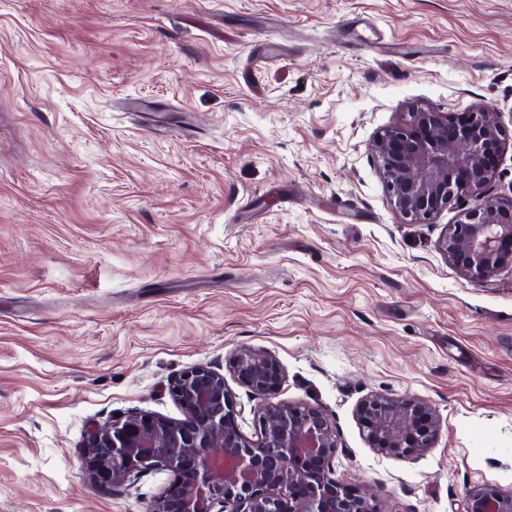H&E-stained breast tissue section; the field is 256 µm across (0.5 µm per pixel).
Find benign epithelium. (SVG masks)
Here are the masks:
<instances>
[{"label":"benign epithelium","mask_w":512,"mask_h":512,"mask_svg":"<svg viewBox=\"0 0 512 512\" xmlns=\"http://www.w3.org/2000/svg\"><path fill=\"white\" fill-rule=\"evenodd\" d=\"M506 145L499 111L468 110L457 123L447 112L418 107L379 133L372 151L394 210L423 224L495 175L488 158ZM447 260L472 279L512 265V197L485 194L448 226L440 240ZM233 376L262 402L259 436L243 434L224 376L205 367L181 374L170 393L182 421L129 416L94 429L85 467L121 486L133 473L167 471L171 480L151 512H377L372 497L331 478L338 448L329 415L278 399L282 369L269 353L241 348ZM358 418L377 451L406 457L432 447L440 429L435 410L414 398L371 396ZM467 512H512V492L486 483L467 495Z\"/></svg>","instance_id":"obj_1"}]
</instances>
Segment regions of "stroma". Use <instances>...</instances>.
Listing matches in <instances>:
<instances>
[{
  "label": "stroma",
  "mask_w": 512,
  "mask_h": 512,
  "mask_svg": "<svg viewBox=\"0 0 512 512\" xmlns=\"http://www.w3.org/2000/svg\"><path fill=\"white\" fill-rule=\"evenodd\" d=\"M475 106L512 137V0H0V512H149L169 473L103 486L88 434L183 419L203 366L254 436L241 347L382 512L511 492L512 270L464 276L439 241L474 197L406 223L370 148ZM374 394L428 402L433 448H371Z\"/></svg>",
  "instance_id": "stroma-1"
}]
</instances>
